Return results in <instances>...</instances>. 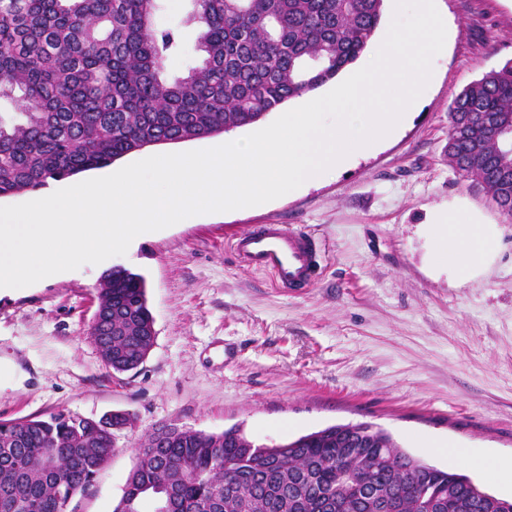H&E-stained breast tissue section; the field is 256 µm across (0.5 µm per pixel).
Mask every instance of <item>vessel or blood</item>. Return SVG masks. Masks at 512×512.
Here are the masks:
<instances>
[{
	"instance_id": "b4317fda",
	"label": "vessel or blood",
	"mask_w": 512,
	"mask_h": 512,
	"mask_svg": "<svg viewBox=\"0 0 512 512\" xmlns=\"http://www.w3.org/2000/svg\"><path fill=\"white\" fill-rule=\"evenodd\" d=\"M232 247L245 266L270 274L280 288L308 287L320 274V246L299 226L262 224L236 235Z\"/></svg>"
}]
</instances>
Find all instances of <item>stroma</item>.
Returning a JSON list of instances; mask_svg holds the SVG:
<instances>
[{"mask_svg":"<svg viewBox=\"0 0 512 512\" xmlns=\"http://www.w3.org/2000/svg\"><path fill=\"white\" fill-rule=\"evenodd\" d=\"M447 36L410 118L346 170L262 205L199 214L137 237L126 255L0 297V420L71 410L130 415L111 460L71 503L112 512L135 450L161 423L271 445L370 423L407 452L496 481L437 443L512 461V217L448 161L457 95L512 60V0H436ZM490 222L481 266L435 260V212ZM296 224L321 245L315 287L287 291L243 266L233 237ZM146 281L155 344L136 370L105 366L89 331L104 272Z\"/></svg>","mask_w":512,"mask_h":512,"instance_id":"stroma-1","label":"stroma"}]
</instances>
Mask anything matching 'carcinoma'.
Wrapping results in <instances>:
<instances>
[{"label": "carcinoma", "instance_id": "1", "mask_svg": "<svg viewBox=\"0 0 512 512\" xmlns=\"http://www.w3.org/2000/svg\"><path fill=\"white\" fill-rule=\"evenodd\" d=\"M154 25L162 0H0V198L107 167L148 146L229 132L336 78L364 51L383 0H188ZM196 32L197 59L167 62ZM448 159L512 215V62L467 86L450 107ZM143 277L103 279L94 326L116 373L154 342ZM0 429V503L8 512H67L115 448L71 418ZM55 457L62 481L48 477ZM174 493L177 512H488L487 490L403 450L368 423L332 425L266 448L242 429L169 426L146 437L113 512H143Z\"/></svg>", "mask_w": 512, "mask_h": 512}]
</instances>
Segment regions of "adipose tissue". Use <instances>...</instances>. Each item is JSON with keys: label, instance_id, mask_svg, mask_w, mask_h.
Listing matches in <instances>:
<instances>
[{"label": "adipose tissue", "instance_id": "1", "mask_svg": "<svg viewBox=\"0 0 512 512\" xmlns=\"http://www.w3.org/2000/svg\"><path fill=\"white\" fill-rule=\"evenodd\" d=\"M444 222L436 252L437 262L461 272L476 269L484 259L486 224L471 216L459 218L454 211L448 212Z\"/></svg>", "mask_w": 512, "mask_h": 512}]
</instances>
